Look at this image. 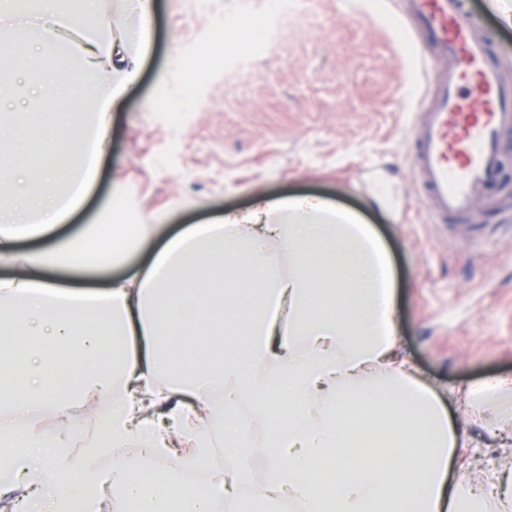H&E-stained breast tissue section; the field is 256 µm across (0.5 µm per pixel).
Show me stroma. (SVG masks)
I'll return each instance as SVG.
<instances>
[{
	"mask_svg": "<svg viewBox=\"0 0 512 512\" xmlns=\"http://www.w3.org/2000/svg\"><path fill=\"white\" fill-rule=\"evenodd\" d=\"M139 71L111 112V151L67 232L97 223L113 201L130 206L153 234L99 283L135 269L185 225L245 210L253 198L317 195L360 216L394 268V320L401 353L439 393L472 444L475 482L512 465L504 446L465 412L469 388L512 378V166L477 204L487 240L435 224L414 181V94L421 64L393 0H301L267 14L265 0H155ZM492 62L512 82V0H469ZM280 27L272 46L259 23ZM223 26L224 67L207 73L196 105L174 113L183 58L212 49ZM38 51L0 49V113L32 111L9 96L28 81ZM390 197L380 209L377 195Z\"/></svg>",
	"mask_w": 512,
	"mask_h": 512,
	"instance_id": "1",
	"label": "stroma"
}]
</instances>
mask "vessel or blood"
I'll use <instances>...</instances> for the list:
<instances>
[{
    "label": "vessel or blood",
    "instance_id": "obj_1",
    "mask_svg": "<svg viewBox=\"0 0 512 512\" xmlns=\"http://www.w3.org/2000/svg\"><path fill=\"white\" fill-rule=\"evenodd\" d=\"M407 29L432 51L419 96L411 156L436 223L470 213L500 175L501 139L512 129V84L488 60L467 0H400Z\"/></svg>",
    "mask_w": 512,
    "mask_h": 512
}]
</instances>
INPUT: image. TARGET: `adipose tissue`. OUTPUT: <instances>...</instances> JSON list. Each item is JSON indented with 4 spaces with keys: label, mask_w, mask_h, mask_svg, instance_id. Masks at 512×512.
<instances>
[{
    "label": "adipose tissue",
    "mask_w": 512,
    "mask_h": 512,
    "mask_svg": "<svg viewBox=\"0 0 512 512\" xmlns=\"http://www.w3.org/2000/svg\"><path fill=\"white\" fill-rule=\"evenodd\" d=\"M37 0L38 24L12 29L17 48L38 47L36 93L52 112L0 119V165L42 149L51 127L70 143L71 172L56 187L54 165L41 182L12 187L0 207V258L16 273L0 278V343L29 337L26 381L0 358V462L20 468L39 512H512L501 480L474 488L465 478L467 443L439 396L396 350L390 267L368 225L317 197L258 201L244 214L191 224L168 238L130 277L101 291L83 282L131 255L140 237L113 236L99 258L111 212L99 224L61 236L93 180L83 152L102 153L109 108L138 73L155 0H125L141 26L102 27L91 0ZM79 60L73 85L51 77L62 50ZM22 239L48 244L18 253ZM60 267L74 284L45 274ZM223 390V401L213 397ZM103 416L88 410L100 400ZM251 404V423L238 414ZM469 411L512 427V380L473 387ZM46 408L67 440L34 425ZM222 415L228 465L206 494L178 479L149 485L137 471L167 459L203 466L214 445L209 418ZM279 425L263 441L267 463L248 464L250 425ZM137 457L125 456L131 443ZM108 456L103 473L94 460ZM259 486L244 497L247 486Z\"/></svg>",
    "instance_id": "adipose-tissue-1"
}]
</instances>
